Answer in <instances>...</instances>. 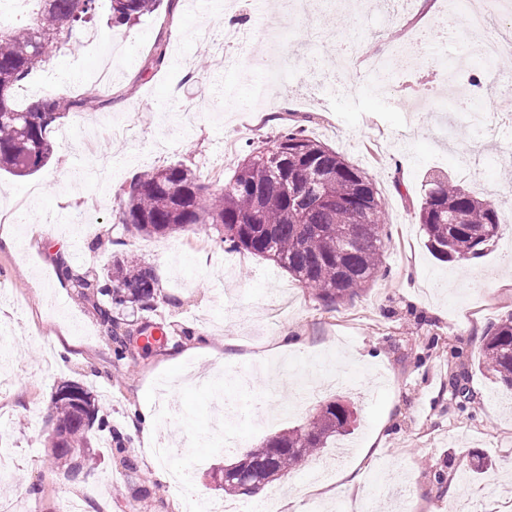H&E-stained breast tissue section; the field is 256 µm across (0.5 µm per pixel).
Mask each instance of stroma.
<instances>
[{"label": "stroma", "instance_id": "obj_1", "mask_svg": "<svg viewBox=\"0 0 512 512\" xmlns=\"http://www.w3.org/2000/svg\"><path fill=\"white\" fill-rule=\"evenodd\" d=\"M229 0H176L130 26L108 24L109 0H99L89 24L97 45L81 35L59 46L44 69L18 86L15 103L97 85L111 69V106L62 119L53 130V156L26 177L0 173V196L24 200L26 220L0 223V335L13 383L0 394V437L15 444L17 459L7 498L17 512H58L71 494L95 488L85 512H188L161 465L135 441L136 410L155 408L166 397L179 417L159 427L158 437L181 433L184 443L170 465L188 470L204 498L223 502L224 464L239 450L224 448L211 432L214 396L189 373L223 377L250 374L248 386H226L225 402L240 408L264 398L266 423L234 420L239 449L258 446L275 433L302 424L315 408L339 398L353 407L357 422L331 447L308 457L266 486L254 504L281 503L280 512H512V390L480 364L479 345L488 326L512 314V209L501 207V226L484 253L438 261L427 248L418 205L429 174L439 173L482 197L511 184L512 120L498 100L505 68L475 58V44L512 28L498 0H418L416 9L392 29L376 10L359 8L312 14L309 24L280 16L268 0H254L237 23L251 29L240 62L207 68L199 51L215 55L224 32L221 16ZM448 10V40L417 45L412 67L401 71L388 91L377 90L365 71L350 77L351 89L331 99L309 88L273 86L267 100L245 102L272 66L287 67V53L303 62H335L344 41L373 44L388 55L409 30ZM490 17L479 33L466 29L469 8ZM167 39V63L148 69L147 54L157 35ZM472 55L471 71L482 81L480 112L488 121L474 133L448 104L461 78L436 85L437 94L419 102L431 82V59ZM183 74L179 99L168 93L171 78ZM301 119L308 135L336 150L374 184L391 236L382 271L352 299L329 306L272 262L225 248L221 227L143 237L123 222L118 189L148 167L182 162L195 169L208 189L225 187L245 156L247 144L273 140L289 120ZM137 256L158 274L149 305L118 310L128 335L123 354L101 323L92 302L61 279L57 266L106 275L113 258ZM163 324L168 339L144 342ZM208 330L206 350L196 348ZM290 332L297 349L285 352L279 338ZM237 354L222 366L224 351ZM315 359L340 368L343 384L321 391L302 410L285 413L287 397L274 375L298 380ZM66 381L96 398L98 416L111 433H92L94 467L79 478L48 467L55 428L53 398ZM326 460L339 473L354 472V490L325 499L313 472Z\"/></svg>", "mask_w": 512, "mask_h": 512}]
</instances>
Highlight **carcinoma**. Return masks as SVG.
Listing matches in <instances>:
<instances>
[{"label": "carcinoma", "instance_id": "obj_1", "mask_svg": "<svg viewBox=\"0 0 512 512\" xmlns=\"http://www.w3.org/2000/svg\"><path fill=\"white\" fill-rule=\"evenodd\" d=\"M99 0H40L29 23L0 29V170L29 176L52 157L51 132L72 112L112 103V93L90 89L80 95L48 96L18 109L12 91L40 63L47 50L92 22ZM162 0H110L109 20L128 25L156 12ZM158 39L148 68L166 60ZM124 223L146 237L189 233L197 224L224 227L222 242L273 261L328 305L352 298L383 266L388 240L382 235V207L373 183L336 151L301 130L279 133L269 148H254L236 165L228 186L210 193L195 171L179 162L146 170L120 185ZM431 250L442 259L477 255L498 237L499 207L448 178H431L418 212ZM59 274L82 296L87 290L115 304L150 302L157 288L151 269L130 257L112 261L107 279H88L61 264ZM482 356L500 382L512 390V314L482 337ZM79 396L54 399L56 427L49 454L59 468L77 476L90 462L88 433L97 420L95 398L80 384ZM353 412L329 401L304 424L288 429L235 461L240 480L224 484V495L242 497L255 479L272 483L302 458L326 448L347 432Z\"/></svg>", "mask_w": 512, "mask_h": 512}]
</instances>
